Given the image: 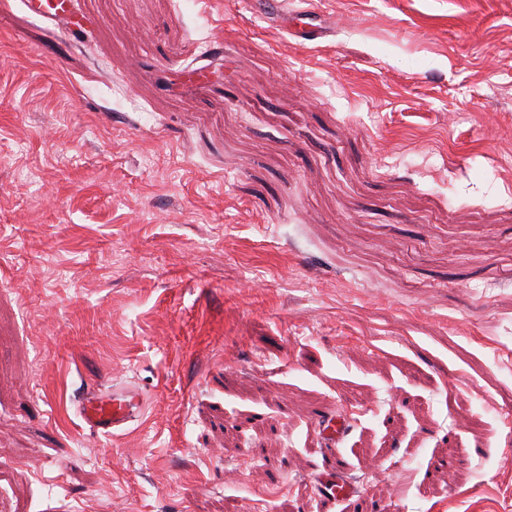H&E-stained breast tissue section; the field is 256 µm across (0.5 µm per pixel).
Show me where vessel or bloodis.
<instances>
[{"label":"vessel or blood","mask_w":512,"mask_h":512,"mask_svg":"<svg viewBox=\"0 0 512 512\" xmlns=\"http://www.w3.org/2000/svg\"><path fill=\"white\" fill-rule=\"evenodd\" d=\"M24 3L31 13L43 21L54 23L64 20L74 27L81 24L72 12L71 0H24ZM251 5L259 17L267 20L292 18L291 29L295 33L314 38L324 33L323 25L311 23L309 11L302 10L296 15H289L285 0H251ZM144 409L145 402L140 394L135 389L123 386L113 387L109 392L87 391L79 401L80 414L94 431L115 436L130 423L139 420ZM332 467L336 471V478L324 486V493L358 504L360 496L346 480L342 460L334 459Z\"/></svg>","instance_id":"obj_1"}]
</instances>
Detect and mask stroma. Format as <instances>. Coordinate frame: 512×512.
I'll list each match as a JSON object with an SVG mask.
<instances>
[{
  "label": "stroma",
  "mask_w": 512,
  "mask_h": 512,
  "mask_svg": "<svg viewBox=\"0 0 512 512\" xmlns=\"http://www.w3.org/2000/svg\"><path fill=\"white\" fill-rule=\"evenodd\" d=\"M0 0V512L512 496V0ZM129 385L141 421L77 414ZM26 7L38 18L49 23L60 20L67 21L74 27H81L82 23L72 12L71 0H24ZM249 3L259 17L267 20L286 18L288 25V9L284 0H252ZM291 25V29L293 32L298 33L300 35L311 36L313 38H308V40H314L324 34V26L326 18L316 20L315 16H313L308 10L299 11L294 17ZM304 20H311L312 22L318 21L319 24H313L312 22H306ZM145 402L132 388L112 386V391L88 390L79 401V411L90 427L112 437L143 415ZM332 467L336 470V480L324 486V494H331L337 499L350 502L353 505V510L356 511L360 496L355 492L353 485L346 480L343 462L337 454L336 459L332 462Z\"/></svg>",
  "instance_id": "1"
}]
</instances>
